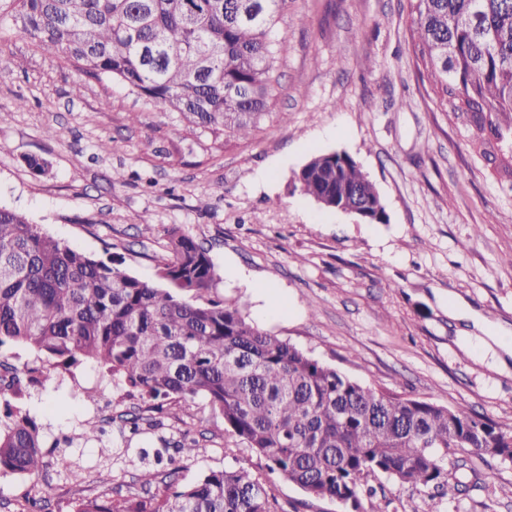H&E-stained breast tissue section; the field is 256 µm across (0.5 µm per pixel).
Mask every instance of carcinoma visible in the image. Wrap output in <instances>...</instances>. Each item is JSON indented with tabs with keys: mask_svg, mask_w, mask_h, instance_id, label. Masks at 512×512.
Listing matches in <instances>:
<instances>
[{
	"mask_svg": "<svg viewBox=\"0 0 512 512\" xmlns=\"http://www.w3.org/2000/svg\"><path fill=\"white\" fill-rule=\"evenodd\" d=\"M286 0H9L37 46L79 71L208 129L250 135L278 84L276 25ZM418 59L434 92L474 127L473 150L512 178V0H410ZM331 209L357 200L386 221L375 185L346 155L312 157L296 174ZM158 288L48 236L0 207V348L22 346L65 372L95 361L145 410L201 396L225 431L267 469L318 498L361 512L362 479L415 487L448 483V449L512 461V423L362 384L246 320L235 305H193L217 273L193 237L169 232ZM0 386V473L34 475L48 462L35 422ZM142 432L141 410L120 415ZM170 474L203 445L174 442ZM73 512H283L260 478L238 467L151 498L95 497Z\"/></svg>",
	"mask_w": 512,
	"mask_h": 512,
	"instance_id": "cac0c4a2",
	"label": "carcinoma"
}]
</instances>
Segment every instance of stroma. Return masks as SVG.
I'll return each mask as SVG.
<instances>
[{"instance_id": "obj_1", "label": "stroma", "mask_w": 512, "mask_h": 512, "mask_svg": "<svg viewBox=\"0 0 512 512\" xmlns=\"http://www.w3.org/2000/svg\"><path fill=\"white\" fill-rule=\"evenodd\" d=\"M410 21V0H288L273 104L239 139L84 75L0 12V207L153 283L167 232L178 229L213 260L209 299L236 304L262 330L360 383L512 422V354L485 341L489 330L512 337V181L472 150L467 119L421 75ZM333 151L367 173L387 223L300 191L295 172ZM30 157L46 161L43 174ZM15 403L70 466L0 474V512H26L35 497L48 512H72L86 497L137 496L146 467L158 469L151 491L162 494L169 467L155 453L186 428L205 450L182 464L178 486L240 462L284 512H346L268 474L200 397L176 403L157 430L129 439L112 426L102 442H84L87 422L141 404L91 360L24 383ZM459 466L495 478L436 491L371 475L364 484L376 496L362 505L512 512V463L449 450L448 470Z\"/></svg>"}]
</instances>
